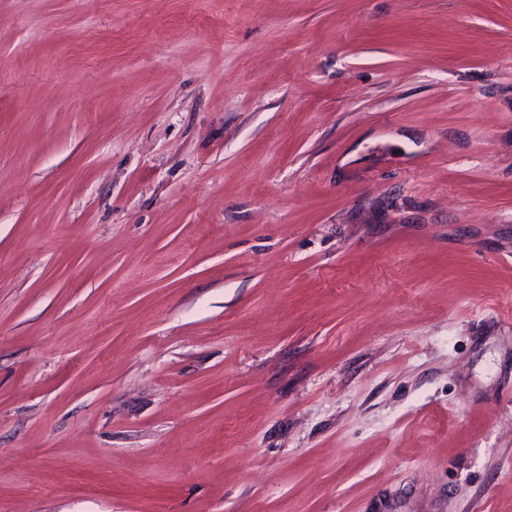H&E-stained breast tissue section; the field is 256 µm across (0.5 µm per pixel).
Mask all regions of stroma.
Instances as JSON below:
<instances>
[{
  "label": "stroma",
  "instance_id": "1",
  "mask_svg": "<svg viewBox=\"0 0 512 512\" xmlns=\"http://www.w3.org/2000/svg\"><path fill=\"white\" fill-rule=\"evenodd\" d=\"M0 512H512V0H0Z\"/></svg>",
  "mask_w": 512,
  "mask_h": 512
}]
</instances>
